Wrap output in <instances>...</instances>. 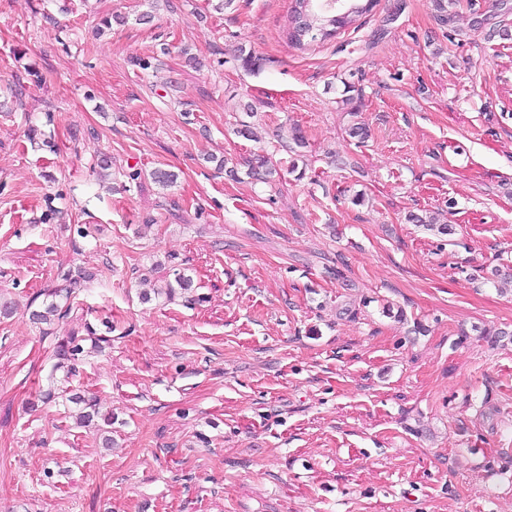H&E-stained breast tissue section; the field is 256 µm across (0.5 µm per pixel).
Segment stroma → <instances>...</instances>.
Here are the masks:
<instances>
[{
    "label": "stroma",
    "mask_w": 512,
    "mask_h": 512,
    "mask_svg": "<svg viewBox=\"0 0 512 512\" xmlns=\"http://www.w3.org/2000/svg\"><path fill=\"white\" fill-rule=\"evenodd\" d=\"M507 3L377 0L300 49L294 0H0V512H512ZM176 268L191 295L141 303ZM95 334L70 387L110 448L35 402ZM61 277L65 282V285H63V287L56 288L51 293V301L45 302L41 308L32 311V319L37 323L47 324L51 323V321L56 317L59 318L62 313L69 309L70 299L72 294L75 292L74 290L82 288L83 284L90 278L88 274L83 273L82 271L73 273L70 270L63 272ZM62 302L63 305H61ZM63 307H65L64 311H62ZM83 353V345L80 343V340L75 337H71L67 341L60 342L56 347L55 357L57 362L53 365L51 374L52 379H54V373L56 374L57 371L61 370L64 372V381L74 375V364L79 360V357L82 356ZM68 401L75 405L71 410H68V417H74L77 424L83 427L93 426L102 433H111L112 428V413L102 411L100 404L96 399L86 398L84 395L74 393L69 396ZM73 414V415H72Z\"/></svg>",
    "instance_id": "obj_1"
}]
</instances>
